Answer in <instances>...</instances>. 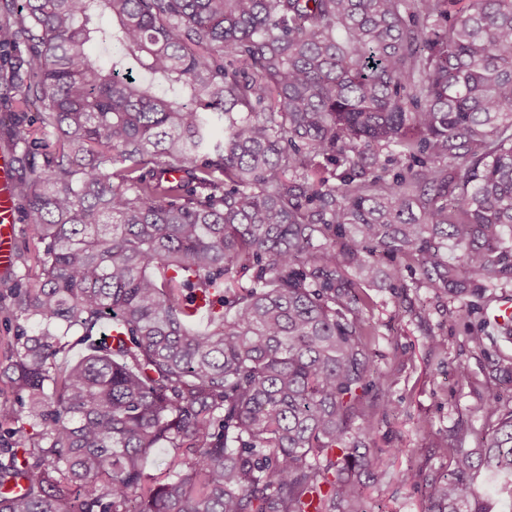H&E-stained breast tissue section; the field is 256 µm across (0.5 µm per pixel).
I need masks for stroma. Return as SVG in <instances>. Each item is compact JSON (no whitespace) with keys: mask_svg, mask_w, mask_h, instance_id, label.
Wrapping results in <instances>:
<instances>
[{"mask_svg":"<svg viewBox=\"0 0 512 512\" xmlns=\"http://www.w3.org/2000/svg\"><path fill=\"white\" fill-rule=\"evenodd\" d=\"M400 276L411 285L408 296L389 288L370 291L376 306L369 318L378 331L372 344L374 363L384 375L381 393L393 408L372 446L382 469L394 473L410 466L428 476L446 461L435 445L436 437L475 447L486 430L482 406L489 393H499L503 406L512 407V388L500 382L494 369L499 359L512 357V338L500 334L494 347L484 352L474 349L465 331L470 317L463 303L449 302L447 312H440L428 289L414 287V273L404 268ZM429 328L443 340L444 357L431 354L425 334ZM396 350L404 354V363L392 362ZM459 364L478 378V385L458 379L454 368ZM423 420L430 422L432 436L419 433ZM364 494L365 505L373 512L426 509L419 489L391 479L367 482Z\"/></svg>","mask_w":512,"mask_h":512,"instance_id":"stroma-1","label":"stroma"}]
</instances>
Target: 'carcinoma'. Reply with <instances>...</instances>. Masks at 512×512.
Returning <instances> with one entry per match:
<instances>
[{"label":"carcinoma","mask_w":512,"mask_h":512,"mask_svg":"<svg viewBox=\"0 0 512 512\" xmlns=\"http://www.w3.org/2000/svg\"><path fill=\"white\" fill-rule=\"evenodd\" d=\"M1 45L41 128L0 133V512H374L366 289L409 288L381 259L445 312L512 283V0H6ZM483 410L479 450L393 475L426 512L512 477V408ZM19 202L14 189L12 152L5 146L0 149V272L12 271L17 247V224H19V247L25 238L23 201Z\"/></svg>","instance_id":"obj_1"}]
</instances>
